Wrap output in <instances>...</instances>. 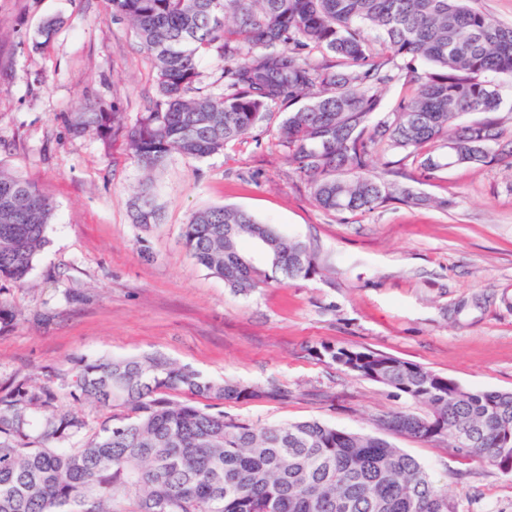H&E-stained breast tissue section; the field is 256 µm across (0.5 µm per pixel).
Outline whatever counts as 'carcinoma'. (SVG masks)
<instances>
[{
	"instance_id": "1",
	"label": "carcinoma",
	"mask_w": 512,
	"mask_h": 512,
	"mask_svg": "<svg viewBox=\"0 0 512 512\" xmlns=\"http://www.w3.org/2000/svg\"><path fill=\"white\" fill-rule=\"evenodd\" d=\"M157 71L158 100L129 129L120 112L82 104L78 132L122 135L151 172L177 152L220 153L276 106L292 107L278 129L288 164L317 205L366 213L423 198L369 174L373 149L403 151L432 170V148L453 145L462 164L484 165L501 148L496 77L512 78V26L465 0H108ZM45 21L31 48L57 30ZM375 33V51L365 30ZM321 53L316 60L313 52ZM223 63L224 89L202 93L200 59ZM426 65L418 71L413 62ZM414 85L391 112L383 91ZM470 112L487 117L462 124ZM142 192L134 220L154 224ZM53 206L33 183L0 166V279L22 282L47 244ZM189 255L240 294L261 282L239 249L258 243L279 281L319 266L299 242L249 213L224 206L183 225ZM316 354L357 377L422 404L424 414L381 416L373 433L316 420L258 426L224 414L227 400L288 391L214 381L162 354L82 359L67 390L28 380L0 389V512H457L421 462L385 433L446 442L456 456L512 469V391L471 390L419 364L366 348L324 345ZM188 392L196 401H180ZM122 409L93 428L72 406Z\"/></svg>"
}]
</instances>
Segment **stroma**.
<instances>
[{
	"mask_svg": "<svg viewBox=\"0 0 512 512\" xmlns=\"http://www.w3.org/2000/svg\"><path fill=\"white\" fill-rule=\"evenodd\" d=\"M47 18L60 25L31 49ZM157 99L154 68L106 0H0V164L38 186L55 219L24 284L0 281L14 312L0 326V387L65 390L78 358L158 352L210 379L288 389V400L228 401L258 425L319 420L370 433L377 416L422 407L318 359L324 345L381 351L461 386L512 390V168L495 161L426 170L375 151L372 175L398 165L419 205L360 216L318 207L288 164L277 107L251 134L200 160L174 153L146 173L123 137L103 143L69 121L85 102L133 126ZM152 183L160 223L133 220ZM208 206H231L305 244L320 272L279 282L261 247L243 253L266 279L243 295L189 256L181 230ZM458 512H512V475L397 436Z\"/></svg>",
	"mask_w": 512,
	"mask_h": 512,
	"instance_id": "stroma-1",
	"label": "stroma"
}]
</instances>
